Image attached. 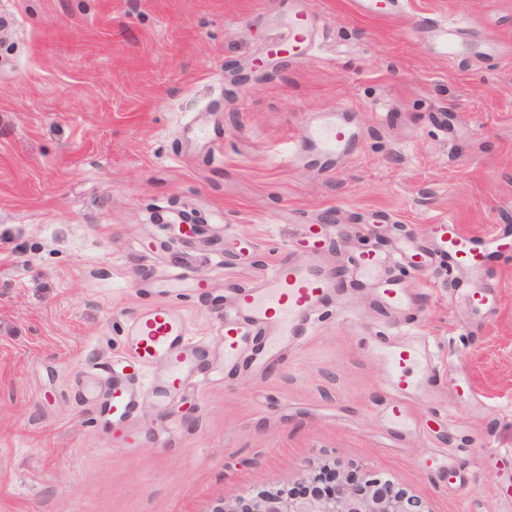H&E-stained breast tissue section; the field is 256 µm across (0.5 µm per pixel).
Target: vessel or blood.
Masks as SVG:
<instances>
[{
  "instance_id": "1",
  "label": "vessel or blood",
  "mask_w": 512,
  "mask_h": 512,
  "mask_svg": "<svg viewBox=\"0 0 512 512\" xmlns=\"http://www.w3.org/2000/svg\"><path fill=\"white\" fill-rule=\"evenodd\" d=\"M357 5L365 14L387 17L401 9L404 0H357ZM426 28L444 56L459 57L463 44L460 24L431 19ZM313 44L307 14L295 13L288 33V54L307 52ZM356 141V131L338 117L306 126L289 151L294 154L310 145L327 160L339 162L353 152ZM495 253H512V235H474L459 225L440 223L433 225L427 246H408L397 254L381 249L363 251L351 257L349 268L356 278L373 283L385 310L401 313L409 306V295L403 283L391 274L393 264L415 267L439 262L476 273ZM152 282L162 288L164 298L127 322L124 352L112 360V386L98 393L105 413L119 426L136 418L146 400L164 405L186 384L206 378L202 364L207 350L192 339L186 318L171 305L178 296L200 294L199 284L188 270L178 267L162 271ZM456 290L476 310L489 311L498 306L496 291L479 283L461 282ZM335 306L329 276L317 263L274 264L259 283L239 287L224 300L225 368L259 367L299 336L308 334L315 322ZM369 342L391 389L392 399L382 409L387 427L396 434L419 430L409 403L437 385L431 342L421 336L396 339L381 330L375 331ZM158 363L166 364V374L151 388H144L140 372Z\"/></svg>"
}]
</instances>
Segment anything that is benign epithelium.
<instances>
[{
    "mask_svg": "<svg viewBox=\"0 0 512 512\" xmlns=\"http://www.w3.org/2000/svg\"><path fill=\"white\" fill-rule=\"evenodd\" d=\"M307 486L303 493L286 487L260 491L212 512H426L422 500L384 477L359 481L334 472L315 473Z\"/></svg>",
    "mask_w": 512,
    "mask_h": 512,
    "instance_id": "7a95c632",
    "label": "benign epithelium"
}]
</instances>
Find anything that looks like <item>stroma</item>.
Wrapping results in <instances>:
<instances>
[{
    "label": "stroma",
    "mask_w": 512,
    "mask_h": 512,
    "mask_svg": "<svg viewBox=\"0 0 512 512\" xmlns=\"http://www.w3.org/2000/svg\"><path fill=\"white\" fill-rule=\"evenodd\" d=\"M407 2L375 19L355 0H0V512H212L325 468L386 477L428 512H512V257L480 276L500 295L492 313L457 300L461 267L397 269L410 325L342 280L337 311L283 360L224 374L216 296L307 262L302 225L336 227L319 256L332 268L442 222L512 229V0ZM298 9L317 48L270 55ZM428 17L468 23L460 59L426 38ZM339 106L353 154L329 172L289 158ZM169 267L210 294L176 306L211 379L145 403L127 448L84 399L86 368L122 352ZM361 324L434 345L441 389L412 406L422 433L387 439L390 390ZM442 448L457 479L427 466Z\"/></svg>",
    "instance_id": "obj_1"
}]
</instances>
